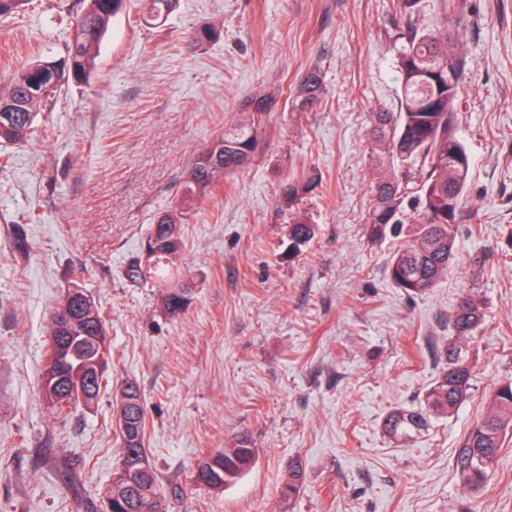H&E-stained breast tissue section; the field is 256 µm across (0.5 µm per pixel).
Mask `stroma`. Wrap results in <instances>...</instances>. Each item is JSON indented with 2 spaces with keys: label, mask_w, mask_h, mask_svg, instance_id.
<instances>
[{
  "label": "stroma",
  "mask_w": 512,
  "mask_h": 512,
  "mask_svg": "<svg viewBox=\"0 0 512 512\" xmlns=\"http://www.w3.org/2000/svg\"><path fill=\"white\" fill-rule=\"evenodd\" d=\"M464 4L468 189L447 277L409 294L387 269L399 238L372 239L365 222L373 114L399 106L396 0H172L159 20L125 0L90 82L63 84L36 136L0 145V512H105L127 382L147 408L164 512H275L293 458L306 479L290 512H512L511 436L481 490L456 468L494 386L512 380V0ZM79 9L27 0L1 14L0 81L63 56ZM207 23L218 37L196 40ZM311 67L325 93L292 111ZM268 92L253 161L186 197L197 156ZM292 179L315 183L298 205L315 235L300 246L280 195ZM163 213L180 222L177 282L192 290L175 316L164 287L126 274ZM75 285L104 317L107 364L98 399L60 415L42 374L50 316ZM466 293L484 318L465 402L389 439L385 415L422 405ZM242 433L253 468L222 489L199 483V458Z\"/></svg>",
  "instance_id": "stroma-1"
}]
</instances>
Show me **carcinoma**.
I'll return each mask as SVG.
<instances>
[{
  "label": "carcinoma",
  "mask_w": 512,
  "mask_h": 512,
  "mask_svg": "<svg viewBox=\"0 0 512 512\" xmlns=\"http://www.w3.org/2000/svg\"><path fill=\"white\" fill-rule=\"evenodd\" d=\"M82 3L63 57L39 59L22 66L0 84V143L25 142L39 112L52 102L58 87L64 82H85L93 74L98 44L124 0ZM425 8L424 0H397L398 12L408 23L396 65L399 112L374 113L371 129L375 185L366 224L374 239L406 233L404 244L392 255L389 275L408 293L425 292L448 274L454 250L453 224L471 166L454 126L466 61L464 35L456 29L454 20L463 11V3L441 0V12L432 22L425 20ZM322 90L321 72L316 68L308 70L289 93L292 109L312 108ZM272 101L271 95L248 101V118L232 123L224 130V136L199 155L185 183L188 195L205 193L224 176L252 161L263 115L270 110ZM309 187L308 180H292L283 189V199L291 207ZM407 218L411 224L405 230ZM290 235L301 245L312 238L314 229L297 217L291 219ZM147 240L153 242L157 255L148 264L141 257L134 259L128 276L151 274L165 283L174 272L173 260L182 244L179 222L170 214L158 216ZM190 300L188 289L173 286L166 288L163 296L164 308L172 315L182 311ZM482 319L480 305L469 296L463 297L454 312L455 336L445 350L446 366L425 395L426 409L391 411L383 423L385 434L405 439L423 430L429 416H448L465 401L472 376L467 345ZM104 335V322L90 300L75 312L63 303L51 317L43 391L56 410L64 411L59 402L72 393L78 396L76 407L98 398L102 375L96 374L94 367V337ZM121 403L126 408L121 467L134 471V475L124 485L112 480V512H162L155 472L150 467L137 469V461L146 456V406L139 388L125 384ZM509 432L512 433V381L495 389L486 415L471 428L460 446L456 468L466 485L477 489L486 482ZM254 460L255 451L242 435L224 451L201 459L197 478L211 488H222L240 478ZM285 472L279 512H288V502L299 495L305 483L299 460L289 461Z\"/></svg>",
  "instance_id": "1"
}]
</instances>
